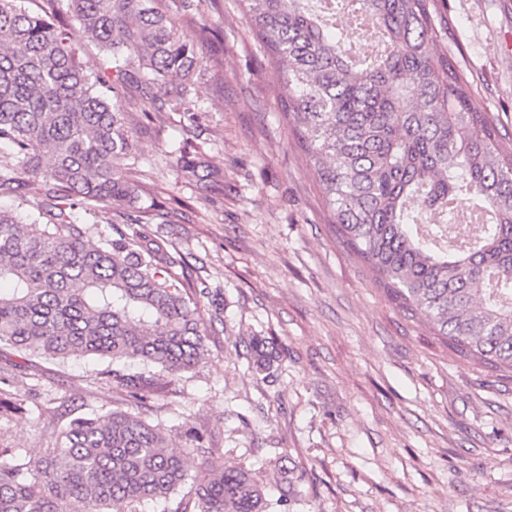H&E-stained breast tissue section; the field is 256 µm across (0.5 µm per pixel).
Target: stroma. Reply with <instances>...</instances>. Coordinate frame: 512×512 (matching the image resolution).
Instances as JSON below:
<instances>
[{"label":"stroma","instance_id":"1","mask_svg":"<svg viewBox=\"0 0 512 512\" xmlns=\"http://www.w3.org/2000/svg\"><path fill=\"white\" fill-rule=\"evenodd\" d=\"M479 107L512 134V0H435ZM218 31L192 96L200 133L165 112L128 159L141 207L169 224H124L164 240L208 295V354L177 393L136 414L173 447L205 434L214 458L251 470L276 512H512V379L449 355L426 322L405 316L331 224L322 187L281 115L290 95L260 63L237 0L203 4ZM201 145L223 176L211 192L171 165ZM273 341L270 371L253 368L251 337ZM102 360H33L12 388L29 409L0 419V441L39 454L40 409L105 413L120 395Z\"/></svg>","mask_w":512,"mask_h":512}]
</instances>
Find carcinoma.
<instances>
[{"label": "carcinoma", "mask_w": 512, "mask_h": 512, "mask_svg": "<svg viewBox=\"0 0 512 512\" xmlns=\"http://www.w3.org/2000/svg\"><path fill=\"white\" fill-rule=\"evenodd\" d=\"M204 0H68L90 41L112 54V84L92 80L57 0L31 13L0 0V194L21 198L39 230L0 209V345L18 358L95 356L97 376L147 405L176 388L207 348V289L154 239L99 236L74 214L139 188L123 161L146 119L187 114L210 31L183 30ZM240 0L267 63L294 90L284 116L313 162L336 229L404 313L424 319L460 359L512 379V138L481 110L441 38L434 0ZM365 16L385 50L371 61L336 33ZM175 166L205 192L220 170L183 150ZM167 224L159 205L135 215ZM268 370L275 352L249 341ZM142 365L138 373L125 363ZM205 435L170 446L165 429L116 408L50 433L43 454L0 443V512H269L263 484L211 461ZM200 460L195 474L185 458Z\"/></svg>", "instance_id": "1"}]
</instances>
